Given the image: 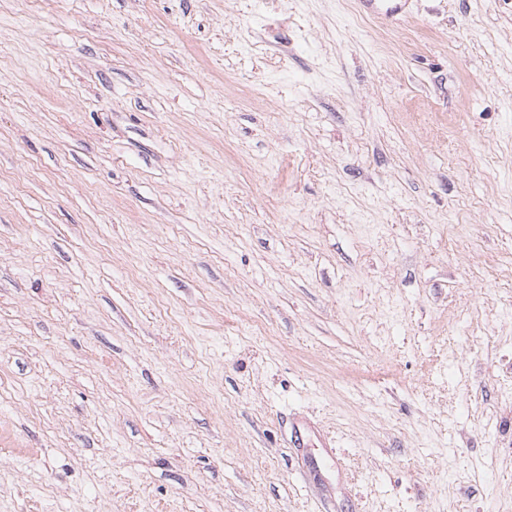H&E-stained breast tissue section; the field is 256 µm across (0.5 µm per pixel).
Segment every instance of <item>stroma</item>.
I'll return each instance as SVG.
<instances>
[{"label":"stroma","mask_w":512,"mask_h":512,"mask_svg":"<svg viewBox=\"0 0 512 512\" xmlns=\"http://www.w3.org/2000/svg\"><path fill=\"white\" fill-rule=\"evenodd\" d=\"M0 512H512V0H0ZM414 0H358V8L362 13L373 15L384 20H396L408 14Z\"/></svg>","instance_id":"35a3bbf8"}]
</instances>
